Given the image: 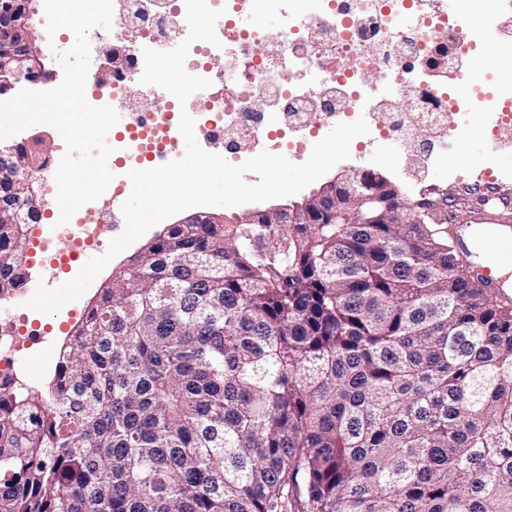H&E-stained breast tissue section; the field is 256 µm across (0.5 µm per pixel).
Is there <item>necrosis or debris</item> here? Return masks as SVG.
I'll use <instances>...</instances> for the list:
<instances>
[{"label": "necrosis or debris", "instance_id": "4bbe7bcc", "mask_svg": "<svg viewBox=\"0 0 512 512\" xmlns=\"http://www.w3.org/2000/svg\"><path fill=\"white\" fill-rule=\"evenodd\" d=\"M209 2L223 12L219 42L194 43L186 69L212 85L192 94L182 109L140 77L143 48L166 51L186 37L184 0H114L110 34L90 32L99 53L116 46L125 52L90 103L116 106L132 91L141 95L128 138L114 144L117 152L150 148L155 159H178L185 110L195 120L196 137L223 145L231 164L264 151L301 163L337 123L362 116L369 133L351 147V158H365L379 142L400 140L413 191L428 167L447 161L455 141L468 134L469 124L452 119L471 107L477 83L458 62L482 38L485 0H456L452 6L447 0H285L275 32L265 20L268 0ZM244 16L251 17L249 26H240ZM219 55L223 69L199 62ZM450 73L455 80L448 84ZM115 203L112 193H104L68 223L48 225L49 238L64 242L73 262L102 249L100 221Z\"/></svg>", "mask_w": 512, "mask_h": 512}]
</instances>
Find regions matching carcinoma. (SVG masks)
<instances>
[{"instance_id": "1", "label": "carcinoma", "mask_w": 512, "mask_h": 512, "mask_svg": "<svg viewBox=\"0 0 512 512\" xmlns=\"http://www.w3.org/2000/svg\"><path fill=\"white\" fill-rule=\"evenodd\" d=\"M297 506L512 512V302L443 225L168 224L0 388V512Z\"/></svg>"}]
</instances>
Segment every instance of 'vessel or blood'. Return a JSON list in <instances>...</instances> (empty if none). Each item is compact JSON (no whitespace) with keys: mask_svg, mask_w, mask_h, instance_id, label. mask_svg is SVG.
<instances>
[{"mask_svg":"<svg viewBox=\"0 0 512 512\" xmlns=\"http://www.w3.org/2000/svg\"><path fill=\"white\" fill-rule=\"evenodd\" d=\"M457 247L487 288L501 294L512 289V217L496 206L481 204L455 220Z\"/></svg>","mask_w":512,"mask_h":512,"instance_id":"vessel-or-blood-1","label":"vessel or blood"}]
</instances>
